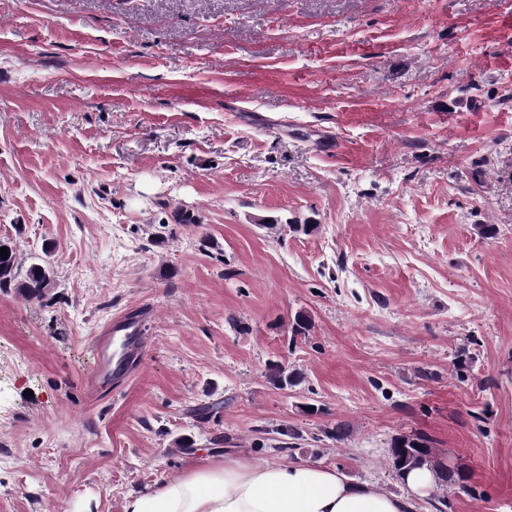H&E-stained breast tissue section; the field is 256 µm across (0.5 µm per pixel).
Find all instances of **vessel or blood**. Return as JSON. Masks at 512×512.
Returning <instances> with one entry per match:
<instances>
[{"label":"vessel or blood","mask_w":512,"mask_h":512,"mask_svg":"<svg viewBox=\"0 0 512 512\" xmlns=\"http://www.w3.org/2000/svg\"><path fill=\"white\" fill-rule=\"evenodd\" d=\"M156 319L153 305L127 308L107 322L94 337V362L87 387L94 396L129 382L142 368L151 345L150 329Z\"/></svg>","instance_id":"b4317fda"}]
</instances>
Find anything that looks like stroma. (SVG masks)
Returning a JSON list of instances; mask_svg holds the SVG:
<instances>
[{
    "label": "stroma",
    "mask_w": 512,
    "mask_h": 512,
    "mask_svg": "<svg viewBox=\"0 0 512 512\" xmlns=\"http://www.w3.org/2000/svg\"><path fill=\"white\" fill-rule=\"evenodd\" d=\"M0 241L54 271L0 288V512H123L220 456L404 495L400 434L466 471L447 512H512V0H0ZM53 282V273L49 268L34 264L27 270L23 281L17 283L16 288L30 298H38L51 288ZM156 311L151 304L127 308L107 322L94 337V362L87 387L97 400L110 388L129 382L142 368L151 345Z\"/></svg>",
    "instance_id": "obj_1"
}]
</instances>
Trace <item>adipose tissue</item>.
Returning <instances> with one entry per match:
<instances>
[{"label":"adipose tissue","instance_id":"ef3b65f1","mask_svg":"<svg viewBox=\"0 0 512 512\" xmlns=\"http://www.w3.org/2000/svg\"><path fill=\"white\" fill-rule=\"evenodd\" d=\"M436 480L431 468L415 470L406 480L408 495L392 496L367 483L352 485L319 462L226 459L129 496L124 512H412L415 498Z\"/></svg>","mask_w":512,"mask_h":512}]
</instances>
